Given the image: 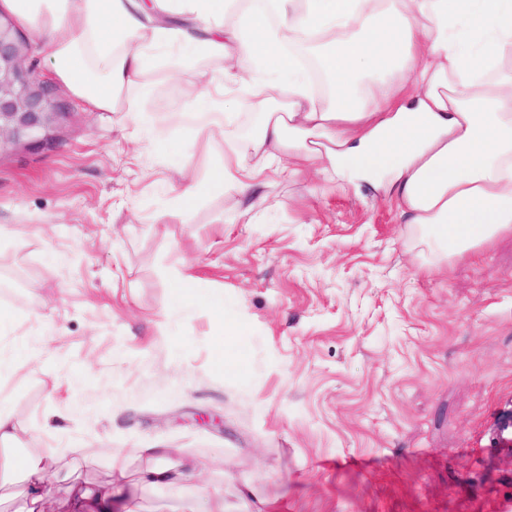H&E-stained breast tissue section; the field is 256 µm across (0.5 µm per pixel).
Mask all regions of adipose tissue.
<instances>
[{
	"mask_svg": "<svg viewBox=\"0 0 512 512\" xmlns=\"http://www.w3.org/2000/svg\"><path fill=\"white\" fill-rule=\"evenodd\" d=\"M48 48L56 78L95 112H113L143 84L161 54L182 64L198 54L224 60V79L267 100L248 152L222 165L180 169V207L207 190L228 206L254 195L270 161L317 166L324 181L385 176L397 216L436 262L489 245L512 231V0H5ZM237 20L225 26L224 13ZM317 43L330 92L314 95L302 46ZM249 61V74L238 73ZM181 307L210 312L218 335L231 327L224 301L202 297L195 278L173 275ZM18 426L0 411V484L23 471L29 506L42 512L52 474L42 460L17 467L6 451ZM68 512H133L111 494L73 483Z\"/></svg>",
	"mask_w": 512,
	"mask_h": 512,
	"instance_id": "adipose-tissue-1",
	"label": "adipose tissue"
}]
</instances>
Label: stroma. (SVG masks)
<instances>
[{
	"label": "stroma",
	"mask_w": 512,
	"mask_h": 512,
	"mask_svg": "<svg viewBox=\"0 0 512 512\" xmlns=\"http://www.w3.org/2000/svg\"><path fill=\"white\" fill-rule=\"evenodd\" d=\"M67 117L53 139L0 155V410L18 457L53 448L68 481L109 489L110 459L138 512H512V233L428 268L384 191L314 171H266L232 211L220 192L179 207L177 169L247 150L255 103L206 128L188 86L222 59L166 63L120 112H94L21 28ZM224 296L237 334L217 364L206 310L181 308L173 273ZM146 448L200 476L147 486ZM251 484L249 504L235 495Z\"/></svg>",
	"instance_id": "obj_1"
}]
</instances>
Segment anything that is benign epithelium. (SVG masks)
<instances>
[{
	"instance_id": "7a95c632",
	"label": "benign epithelium",
	"mask_w": 512,
	"mask_h": 512,
	"mask_svg": "<svg viewBox=\"0 0 512 512\" xmlns=\"http://www.w3.org/2000/svg\"><path fill=\"white\" fill-rule=\"evenodd\" d=\"M26 42L10 20L0 22V154L36 133L48 141L64 112H51V94L26 65Z\"/></svg>"
}]
</instances>
